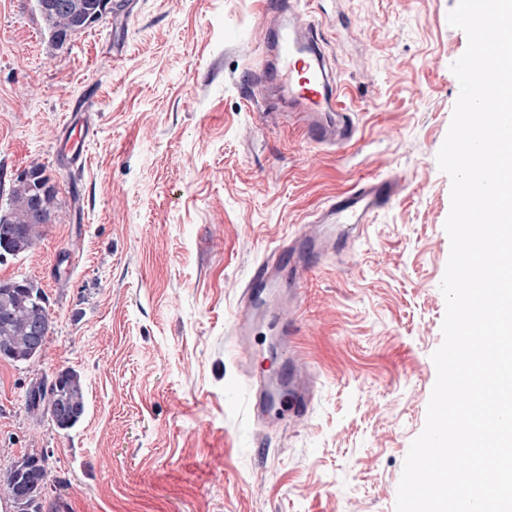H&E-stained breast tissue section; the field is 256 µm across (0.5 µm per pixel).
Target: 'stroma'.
Instances as JSON below:
<instances>
[{
  "label": "stroma",
  "mask_w": 512,
  "mask_h": 512,
  "mask_svg": "<svg viewBox=\"0 0 512 512\" xmlns=\"http://www.w3.org/2000/svg\"><path fill=\"white\" fill-rule=\"evenodd\" d=\"M458 0H312L360 138L336 153L248 100L261 0H129L63 49L31 0H0V208L38 164L58 205L0 281L44 290L49 341L0 360V469L45 454L58 512H395L443 342L451 181L436 156L460 85ZM93 131L69 168L66 111ZM401 188L303 292L308 420L258 446L230 330L236 287L359 179ZM77 371L82 419L33 423L23 395Z\"/></svg>",
  "instance_id": "35a3bbf8"
}]
</instances>
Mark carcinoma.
Wrapping results in <instances>:
<instances>
[{"label": "carcinoma", "instance_id": "carcinoma-1", "mask_svg": "<svg viewBox=\"0 0 512 512\" xmlns=\"http://www.w3.org/2000/svg\"><path fill=\"white\" fill-rule=\"evenodd\" d=\"M88 0H33L45 35L50 44L61 48L74 35L86 29ZM32 180L16 177L9 191L7 208L0 214V251L10 256L28 252L43 235V225L51 220L57 198V188L42 166L29 168ZM23 299L14 301L0 294V353L13 362H30L41 355L28 345L36 309L33 301L47 304L38 284L29 279L21 291ZM57 382L45 380L26 390L24 405L30 417L42 422L56 414V407L66 402L76 408L71 417L55 420L60 430L74 427L86 408L81 376L66 368L56 376ZM49 474L45 459L25 455L4 470H0V500H6L12 512H45Z\"/></svg>", "mask_w": 512, "mask_h": 512}]
</instances>
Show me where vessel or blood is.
Segmentation results:
<instances>
[{
  "instance_id": "b4317fda",
  "label": "vessel or blood",
  "mask_w": 512,
  "mask_h": 512,
  "mask_svg": "<svg viewBox=\"0 0 512 512\" xmlns=\"http://www.w3.org/2000/svg\"><path fill=\"white\" fill-rule=\"evenodd\" d=\"M263 12L272 21L262 29L257 47L262 67L253 74V83L272 82L287 93L288 115L311 143L339 151L356 143L355 114L341 100L342 88L326 63L323 40L309 16L307 0H266ZM62 135L69 164L81 167L86 162L83 141L88 129L75 118ZM398 192L394 179H360L315 211L313 232L290 237L267 250L240 285L232 328L248 379V414L260 440L304 421L311 412L314 380L297 350L294 316L306 282L327 254L348 251ZM268 315L273 318L281 354L264 366L258 362L254 341L260 319Z\"/></svg>"
}]
</instances>
